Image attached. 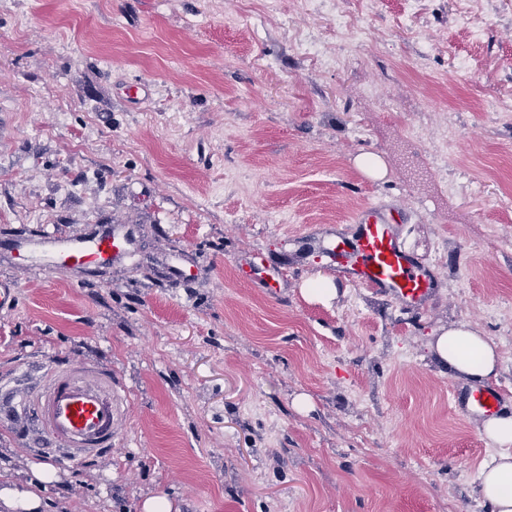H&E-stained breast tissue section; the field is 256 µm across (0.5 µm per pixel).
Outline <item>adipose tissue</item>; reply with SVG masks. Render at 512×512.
Listing matches in <instances>:
<instances>
[{
  "instance_id": "adipose-tissue-1",
  "label": "adipose tissue",
  "mask_w": 512,
  "mask_h": 512,
  "mask_svg": "<svg viewBox=\"0 0 512 512\" xmlns=\"http://www.w3.org/2000/svg\"><path fill=\"white\" fill-rule=\"evenodd\" d=\"M431 349L457 377L474 383L496 376L501 362L497 343L466 324L449 328ZM480 431L494 451L480 471L479 495L490 512H512V417L487 418ZM48 472V466L36 465L27 483L5 481L0 486V512H38L41 499L37 489L46 482Z\"/></svg>"
}]
</instances>
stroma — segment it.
Segmentation results:
<instances>
[{
	"label": "stroma",
	"instance_id": "1",
	"mask_svg": "<svg viewBox=\"0 0 512 512\" xmlns=\"http://www.w3.org/2000/svg\"><path fill=\"white\" fill-rule=\"evenodd\" d=\"M0 0V244L93 224L138 228L134 258L94 276L0 247V389L37 390L51 364L94 365L124 388L111 453L55 466L41 512H488L482 418L431 352L469 323L496 341L512 401V0H483L480 41L458 0H333L364 41L298 0ZM345 56L328 70L296 32ZM468 58L456 71L450 54ZM141 84L138 100L126 91ZM379 156L383 179L362 174ZM69 191H61V184ZM398 208L406 247L435 265L426 309L344 278L306 236ZM271 258L279 297L242 262ZM181 258L189 282L168 280ZM337 298L311 300L315 278ZM307 396L309 409L294 401ZM0 426V470L43 455Z\"/></svg>",
	"mask_w": 512,
	"mask_h": 512
}]
</instances>
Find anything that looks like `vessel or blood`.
<instances>
[{
    "label": "vessel or blood",
    "instance_id": "obj_1",
    "mask_svg": "<svg viewBox=\"0 0 512 512\" xmlns=\"http://www.w3.org/2000/svg\"><path fill=\"white\" fill-rule=\"evenodd\" d=\"M355 232L345 237L321 229L315 239L323 254L351 283L394 296L415 308L430 302L438 278L432 265L413 256L400 243L392 210L365 208L355 217ZM9 249L22 258H39L47 265L91 271L133 257L134 230L126 224H102L78 239L46 234L17 238ZM504 405L501 388L483 386L454 394V412L493 415ZM33 410L44 438L42 450L55 461L80 462L110 451L115 435V406L110 371L85 365L57 364L43 387L22 399L0 392V414Z\"/></svg>",
    "mask_w": 512,
    "mask_h": 512
}]
</instances>
